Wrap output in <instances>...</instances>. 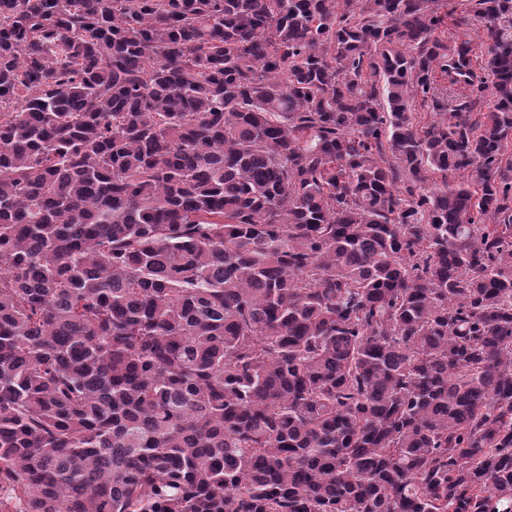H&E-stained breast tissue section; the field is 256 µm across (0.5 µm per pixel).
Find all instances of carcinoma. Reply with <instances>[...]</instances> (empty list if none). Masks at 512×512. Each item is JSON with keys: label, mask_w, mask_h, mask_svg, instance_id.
Returning a JSON list of instances; mask_svg holds the SVG:
<instances>
[{"label": "carcinoma", "mask_w": 512, "mask_h": 512, "mask_svg": "<svg viewBox=\"0 0 512 512\" xmlns=\"http://www.w3.org/2000/svg\"><path fill=\"white\" fill-rule=\"evenodd\" d=\"M4 486L512 512V0H0Z\"/></svg>", "instance_id": "obj_1"}]
</instances>
